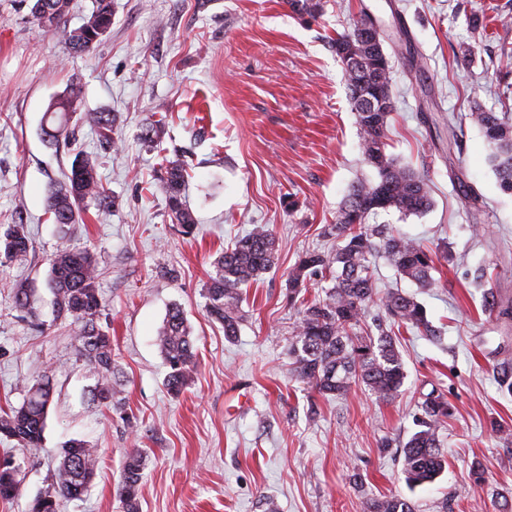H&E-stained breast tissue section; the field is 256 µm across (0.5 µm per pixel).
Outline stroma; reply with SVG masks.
I'll list each match as a JSON object with an SVG mask.
<instances>
[{
    "mask_svg": "<svg viewBox=\"0 0 512 512\" xmlns=\"http://www.w3.org/2000/svg\"><path fill=\"white\" fill-rule=\"evenodd\" d=\"M291 0H112V27L93 49L69 54L15 0H0V225H24L26 261L0 267V408L19 406L22 383L49 375L54 394L39 448L25 453L21 493L0 512H28L45 490L61 445L86 441L101 457L90 491L59 512H123L116 488L125 455L146 462L140 512H366L369 499L401 495L417 512H500L512 498V194L488 163L482 131L465 122L473 106L500 111L512 96V53L496 17L512 0H322L320 16ZM383 29L405 30L386 45L395 110L387 151L423 175L433 208L386 215L439 259L435 285L421 289L376 257L375 286L413 294L443 330L441 342L404 334L407 378L398 398L379 402L363 387L325 397L290 372L288 340L299 306L286 276L299 255L329 250L349 186L371 176L329 39L361 10ZM487 39L474 42L470 18ZM77 89L82 112L115 115L114 145L78 119L72 142L44 134L49 104ZM161 120L160 143L146 141ZM462 125L456 148L448 128ZM97 154L114 204L90 209L61 232L45 212L51 184L76 152ZM188 177L193 236L175 224L158 185L164 159ZM482 200L465 202L462 184ZM268 224L279 260L249 284L236 339L206 314L213 263L230 239ZM63 247L93 252L98 291L122 378V404H93L95 377L77 350L76 329L57 319L46 286ZM33 309L15 308L18 284ZM180 306L197 339V373L181 395L164 387L156 336ZM443 393L453 413L442 432L448 459L434 483L408 489L400 447L416 429L423 394ZM480 462L482 485L471 478Z\"/></svg>",
    "mask_w": 512,
    "mask_h": 512,
    "instance_id": "35a3bbf8",
    "label": "stroma"
}]
</instances>
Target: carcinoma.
<instances>
[{"instance_id":"obj_1","label":"carcinoma","mask_w":512,"mask_h":512,"mask_svg":"<svg viewBox=\"0 0 512 512\" xmlns=\"http://www.w3.org/2000/svg\"><path fill=\"white\" fill-rule=\"evenodd\" d=\"M41 9L31 12L41 27L57 32L70 10V0H36ZM112 26V0H93L83 23L65 31V44L72 54L91 50ZM359 25L339 34L331 46L336 57H358L367 62L377 55L385 69L381 93L389 102L382 112L364 111L362 97L369 95L368 67L344 70L349 103L361 136L364 162L374 171L351 188L336 214V223L323 226L325 237L336 239L330 252L303 254L286 280L288 302H298L307 283L330 282L324 296L303 301L295 334L289 341L291 371L300 381L324 396L346 394L362 385L382 402L399 396L406 379L405 362L399 351L401 328L426 336L436 335L425 307L413 296L391 289L379 298L382 314L368 320V306L375 296L372 260L382 255L402 278L420 288L435 284L436 264L432 254L417 241L403 236L388 224H372L370 218L395 210L404 216L420 215L433 207L426 179L387 153V132L395 110L389 56L383 47L358 39ZM75 91L50 105L45 135L58 141L69 136L68 114L76 111ZM469 119L481 127L489 146L490 163L502 192L512 194V107L501 112L477 108ZM83 123L98 135L112 139L115 117L110 112H86ZM99 159L82 151L76 153L70 173L53 185L47 194V211L60 226L80 224L93 205L110 206L111 200L98 175ZM160 189L172 217L185 236L196 229L194 214L182 200L186 171L178 159L166 161ZM0 241V267L26 260L30 240L24 225L8 224ZM278 242L267 224H255L238 237L215 260L207 293V313L224 328V336L238 335L243 320L242 288L277 265ZM99 270L87 249L62 248L50 260L47 285L53 296L57 317L77 326L76 341L81 358L97 375L91 400L110 408L120 403V376L112 358V337L100 324L102 302L97 291ZM196 340L179 307L168 310L158 334V346L169 372L167 391L177 396L196 374ZM52 385L47 379L24 386V400L18 407L0 410V437L15 441L22 451H31L42 442ZM451 407L444 396L430 391L419 404L417 429L402 445L401 473L408 487L431 484L445 471L447 459L441 448L444 423ZM98 466V456L85 441L71 439L59 453L52 483L32 502L30 512H58L59 500L81 498ZM144 458L139 450L124 460L118 493L124 512H139V492ZM20 464L14 457L0 459V501L9 502L20 494ZM367 512H415L412 502L401 496L370 500Z\"/></svg>"}]
</instances>
